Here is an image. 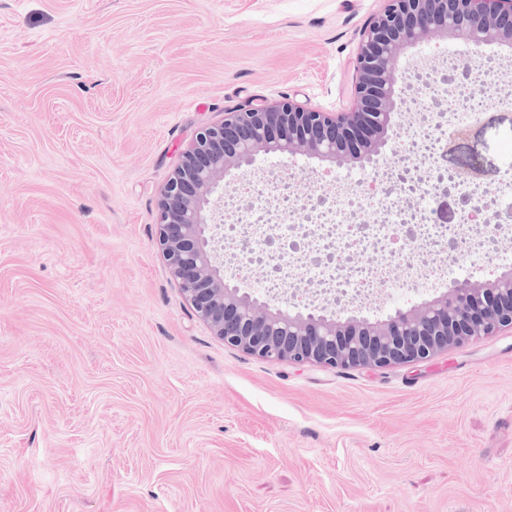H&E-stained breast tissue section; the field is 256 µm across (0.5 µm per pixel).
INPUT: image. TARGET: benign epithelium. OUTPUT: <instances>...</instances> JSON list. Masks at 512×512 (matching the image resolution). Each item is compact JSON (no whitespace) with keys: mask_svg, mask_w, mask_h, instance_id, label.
<instances>
[{"mask_svg":"<svg viewBox=\"0 0 512 512\" xmlns=\"http://www.w3.org/2000/svg\"><path fill=\"white\" fill-rule=\"evenodd\" d=\"M437 36L467 49L512 47V0H385L362 34L352 109L320 112L288 100L226 112L183 151L160 194L158 244L184 299L225 344L260 359L370 369L425 362L477 336L512 330L511 266L484 281L450 282L416 306L370 320L325 307L300 311L285 294L241 287L217 260L224 236L214 197L224 189V176L247 171L261 154L377 168L395 134L403 95L412 88L400 62L408 49ZM469 78L468 66L459 80L441 78L433 101L459 97L477 123L483 112L473 100L484 89L469 86ZM436 126L448 139L436 152L438 161L469 127L449 120ZM446 173L462 222L480 220L476 203L490 185L485 172Z\"/></svg>","mask_w":512,"mask_h":512,"instance_id":"benign-epithelium-1","label":"benign epithelium"}]
</instances>
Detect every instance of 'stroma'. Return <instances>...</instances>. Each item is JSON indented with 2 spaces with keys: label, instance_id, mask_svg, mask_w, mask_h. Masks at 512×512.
Instances as JSON below:
<instances>
[{
  "label": "stroma",
  "instance_id": "1",
  "mask_svg": "<svg viewBox=\"0 0 512 512\" xmlns=\"http://www.w3.org/2000/svg\"><path fill=\"white\" fill-rule=\"evenodd\" d=\"M382 0H0V512H512V331L421 363L270 362L213 336L162 258L195 132L351 107ZM412 90L382 163L430 121ZM297 175L368 172L258 156ZM512 177V109L448 154Z\"/></svg>",
  "mask_w": 512,
  "mask_h": 512
}]
</instances>
